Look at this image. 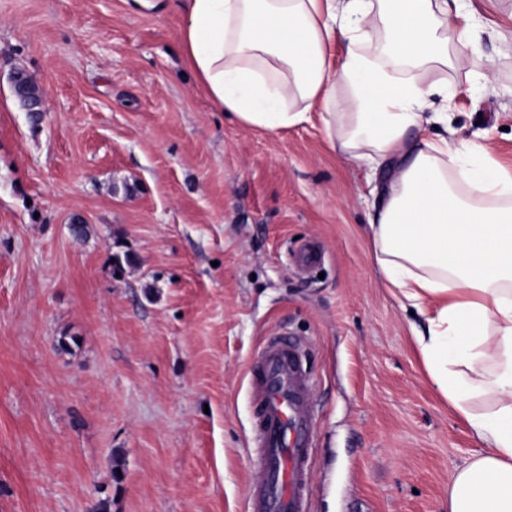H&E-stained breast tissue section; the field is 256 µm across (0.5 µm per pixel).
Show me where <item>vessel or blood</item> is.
Here are the masks:
<instances>
[{
  "label": "vessel or blood",
  "mask_w": 512,
  "mask_h": 512,
  "mask_svg": "<svg viewBox=\"0 0 512 512\" xmlns=\"http://www.w3.org/2000/svg\"><path fill=\"white\" fill-rule=\"evenodd\" d=\"M298 340L270 339L251 371L256 409L252 435L258 476L247 512H307L316 426L309 376Z\"/></svg>",
  "instance_id": "vessel-or-blood-1"
}]
</instances>
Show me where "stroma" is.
I'll return each mask as SVG.
<instances>
[{"instance_id": "35a3bbf8", "label": "stroma", "mask_w": 512, "mask_h": 512, "mask_svg": "<svg viewBox=\"0 0 512 512\" xmlns=\"http://www.w3.org/2000/svg\"><path fill=\"white\" fill-rule=\"evenodd\" d=\"M183 5L0 0V512H246L249 368L281 335L312 377L310 512H448L476 443L375 268L365 166L318 121L219 111ZM465 5L466 65L421 81L512 166V0Z\"/></svg>"}]
</instances>
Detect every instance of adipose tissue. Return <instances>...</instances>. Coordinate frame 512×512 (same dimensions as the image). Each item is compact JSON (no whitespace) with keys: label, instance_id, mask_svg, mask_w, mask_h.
Listing matches in <instances>:
<instances>
[{"label":"adipose tissue","instance_id":"ef3b65f1","mask_svg":"<svg viewBox=\"0 0 512 512\" xmlns=\"http://www.w3.org/2000/svg\"><path fill=\"white\" fill-rule=\"evenodd\" d=\"M472 33L460 0H186L181 43L198 87L240 125L277 133L316 116L370 169L390 168L367 226L375 264L424 317V368L479 446L448 512H512V168L482 143L429 135L419 79L461 68L451 45Z\"/></svg>","mask_w":512,"mask_h":512}]
</instances>
